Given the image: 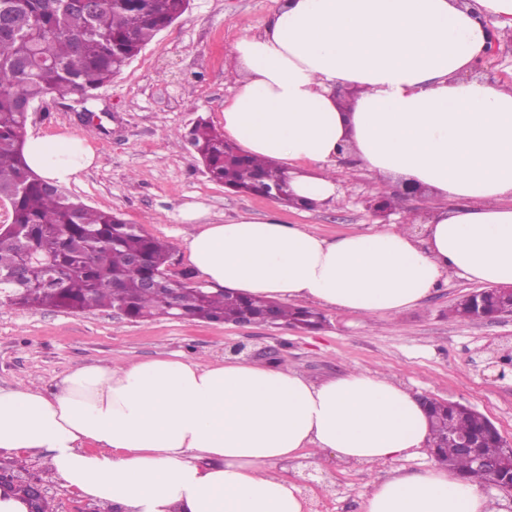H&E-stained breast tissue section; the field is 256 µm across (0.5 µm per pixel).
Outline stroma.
<instances>
[{
	"label": "stroma",
	"instance_id": "obj_1",
	"mask_svg": "<svg viewBox=\"0 0 512 512\" xmlns=\"http://www.w3.org/2000/svg\"><path fill=\"white\" fill-rule=\"evenodd\" d=\"M280 5L281 0H190L188 11L97 90L86 108L49 96L28 118L25 135L88 138L97 158L65 185V193L168 241V270L175 278L193 270L176 219L189 201L205 203L216 224L272 218L329 240L384 230L410 214L424 219L432 208L450 205L431 191L405 195L401 180L381 183L352 161L336 167V203L291 207L228 191L209 178L187 142L173 140V132H187L201 117L223 128L224 105L237 87L234 44L242 34L261 33ZM382 191L394 204L385 217L368 206ZM478 287L467 277H451L418 306L386 318L326 308L324 327L316 332L172 318L133 321L110 309L32 312L0 305V386L25 382L48 389L58 376L94 363L145 362L174 354L220 359L226 347L242 344L253 361L266 364L274 358L314 381L355 368L381 371L412 395L472 407L511 441L512 375L499 376L490 362L512 348V316L462 322L449 313L459 297ZM436 465L429 452L376 465L348 464L331 455L316 462L303 455L288 462L285 475L301 488L307 512H363L373 483L423 474ZM0 467L38 481L53 512L94 508L49 478L45 456L1 452Z\"/></svg>",
	"mask_w": 512,
	"mask_h": 512
}]
</instances>
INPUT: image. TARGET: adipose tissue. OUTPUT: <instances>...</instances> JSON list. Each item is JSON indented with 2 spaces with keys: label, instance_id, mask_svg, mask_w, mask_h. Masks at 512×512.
<instances>
[{
  "label": "adipose tissue",
  "instance_id": "obj_1",
  "mask_svg": "<svg viewBox=\"0 0 512 512\" xmlns=\"http://www.w3.org/2000/svg\"><path fill=\"white\" fill-rule=\"evenodd\" d=\"M492 16L487 27L484 16ZM512 0H284L234 46L242 77L224 129L244 153L290 167L295 197L337 199L341 145L379 178L455 200L422 232L330 241L294 224H212L185 203L182 244L214 292L314 301L366 316L419 304L455 274L512 284V84L473 77ZM356 90L340 99V86ZM29 167L67 184L95 159L75 135L31 136ZM431 441L417 398L377 371L320 383L293 367L182 356L92 364L52 390L0 388V451L43 452L79 497L119 512H305L277 472L301 455L375 464ZM365 512H490L482 485L440 468L374 485Z\"/></svg>",
  "mask_w": 512,
  "mask_h": 512
}]
</instances>
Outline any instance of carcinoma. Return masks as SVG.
<instances>
[{
	"mask_svg": "<svg viewBox=\"0 0 512 512\" xmlns=\"http://www.w3.org/2000/svg\"><path fill=\"white\" fill-rule=\"evenodd\" d=\"M189 0H0V196L10 201L18 234L0 232V288L19 262V244L48 248L53 266L33 267L29 279L41 287L17 290L6 301L31 311L50 307L67 311L120 306L132 320L168 317L175 305L186 318L235 323L244 311L255 323L267 320L261 297L212 293L167 276V301L144 283L166 271L170 246L144 234L110 211L93 209L40 178L24 155L27 122L23 101L47 95L64 99L90 95L112 80L160 31L180 18ZM210 179L236 192L265 194L281 183L285 171L268 160L253 159L225 143L224 133L201 119L186 133ZM498 297L488 290L466 305L453 306L460 321L495 316ZM279 322L293 327L321 326L306 307L277 306ZM435 458L463 478L484 483L488 475L461 455L455 439L483 435L481 452L495 457L497 438L484 433L483 415L451 410L431 427Z\"/></svg>",
	"mask_w": 512,
	"mask_h": 512,
	"instance_id": "obj_1",
	"label": "carcinoma"
}]
</instances>
